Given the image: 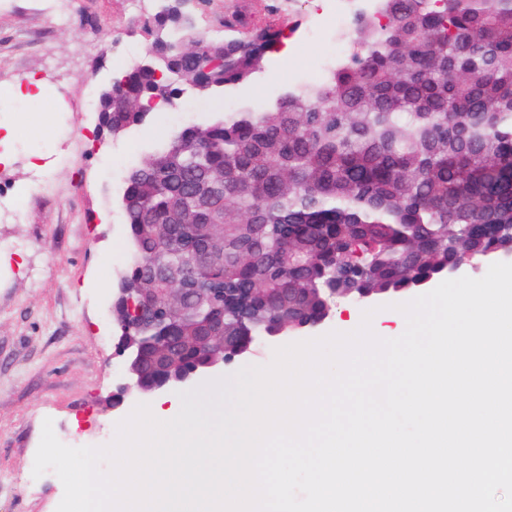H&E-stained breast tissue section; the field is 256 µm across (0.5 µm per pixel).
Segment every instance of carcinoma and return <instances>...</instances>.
<instances>
[{
  "label": "carcinoma",
  "mask_w": 512,
  "mask_h": 512,
  "mask_svg": "<svg viewBox=\"0 0 512 512\" xmlns=\"http://www.w3.org/2000/svg\"><path fill=\"white\" fill-rule=\"evenodd\" d=\"M216 38L186 0H149L147 42L110 75L99 132L117 138L190 95L214 103L277 52L284 29ZM321 83L271 108L212 112L125 173L132 256L118 287L196 288L168 337L252 332L261 309L300 336L358 292L417 291L459 267L512 255V0H379Z\"/></svg>",
  "instance_id": "obj_1"
}]
</instances>
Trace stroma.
Returning <instances> with one entry per match:
<instances>
[{
	"instance_id": "stroma-1",
	"label": "stroma",
	"mask_w": 512,
	"mask_h": 512,
	"mask_svg": "<svg viewBox=\"0 0 512 512\" xmlns=\"http://www.w3.org/2000/svg\"><path fill=\"white\" fill-rule=\"evenodd\" d=\"M269 0H200L198 28L243 15L251 28H310L289 56L270 55L249 81L227 89L224 109L272 105L318 74L328 38L349 44L350 30L311 28V0L267 10ZM142 0H0V189L17 196L20 220L0 223V512H56L64 487L53 472L34 477L43 423L71 447L107 446L117 423L137 406L114 405L121 367L110 305L131 250L116 205L122 174L161 144L163 131L203 121L206 111L157 115L155 124L91 143L98 124L84 108L87 83L102 87L112 71L132 65L146 46L137 28ZM47 93L18 97L29 74ZM114 176H106L103 161Z\"/></svg>"
}]
</instances>
